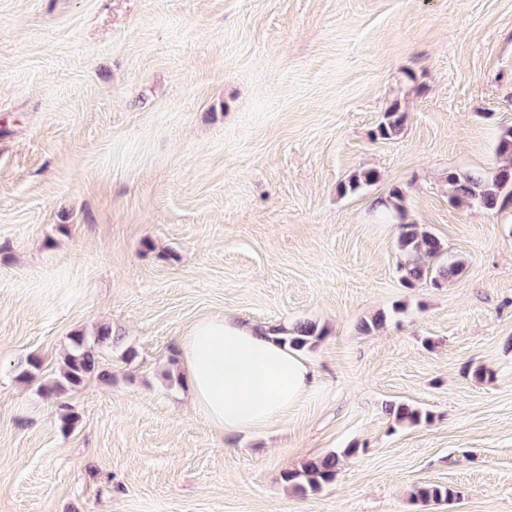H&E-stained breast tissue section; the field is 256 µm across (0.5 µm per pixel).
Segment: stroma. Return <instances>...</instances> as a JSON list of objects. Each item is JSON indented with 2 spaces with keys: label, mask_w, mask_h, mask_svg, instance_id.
Listing matches in <instances>:
<instances>
[{
  "label": "stroma",
  "mask_w": 512,
  "mask_h": 512,
  "mask_svg": "<svg viewBox=\"0 0 512 512\" xmlns=\"http://www.w3.org/2000/svg\"><path fill=\"white\" fill-rule=\"evenodd\" d=\"M509 126L512 0H0V512H512V206L446 181ZM395 188L464 260L446 287L403 288ZM220 314L325 330L315 385L232 439L181 381ZM102 326L112 377L66 391L62 430L47 388ZM352 445L320 491L281 479ZM407 115L405 112H399L398 106H391L385 112L384 121L378 127V134L383 139H389L391 136L399 134L405 126ZM378 180V174L375 170L365 169L355 171L340 184L339 190L341 194H354L366 186H370ZM388 413L392 416L394 424L398 426L414 427L431 421V414L412 404L399 401L390 403ZM457 496L452 488L442 484H420L415 485L411 492V499L415 503L451 501Z\"/></svg>",
  "instance_id": "1"
}]
</instances>
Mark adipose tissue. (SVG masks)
I'll return each instance as SVG.
<instances>
[{
    "label": "adipose tissue",
    "instance_id": "ef3b65f1",
    "mask_svg": "<svg viewBox=\"0 0 512 512\" xmlns=\"http://www.w3.org/2000/svg\"><path fill=\"white\" fill-rule=\"evenodd\" d=\"M180 353L194 406L227 437L280 419L315 383L302 356L226 315L192 323Z\"/></svg>",
    "mask_w": 512,
    "mask_h": 512
}]
</instances>
